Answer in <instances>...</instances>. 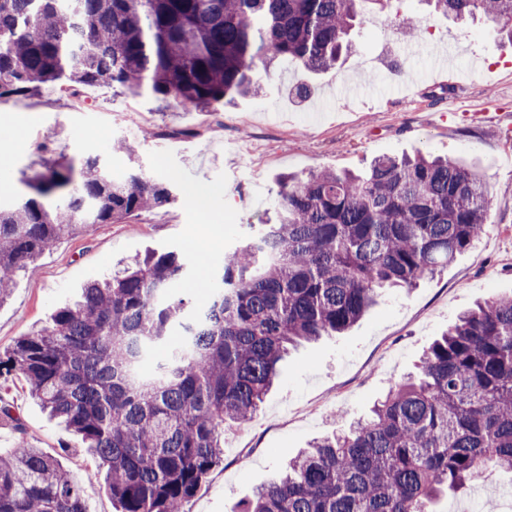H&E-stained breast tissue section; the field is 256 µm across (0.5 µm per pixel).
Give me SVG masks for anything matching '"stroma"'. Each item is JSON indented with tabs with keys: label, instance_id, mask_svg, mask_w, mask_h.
I'll use <instances>...</instances> for the list:
<instances>
[{
	"label": "stroma",
	"instance_id": "stroma-1",
	"mask_svg": "<svg viewBox=\"0 0 512 512\" xmlns=\"http://www.w3.org/2000/svg\"><path fill=\"white\" fill-rule=\"evenodd\" d=\"M413 12V34L397 16ZM356 50L321 74L278 62L258 95L200 110L168 104L121 87L45 86L0 98V206L28 196V180L59 162L81 166L95 147L113 178L139 170L172 183L175 200L121 224H93L62 238L20 271L0 303V355L53 311L75 301L88 283L121 270L149 251H174L187 262L185 288L205 299L227 253L250 227L275 218L279 175L320 169L366 170L382 155L423 153L476 163L490 188L491 216L475 245L416 287L390 289L351 331L292 350L277 384L248 422L224 427V459L189 499L185 512H230L269 482L304 448L366 415L392 383L412 372L425 349L456 319L490 295L512 294V43L477 18L464 23L432 13L423 0H392L369 11ZM420 45L416 55L405 43ZM454 42L468 79L451 86L429 77L431 52ZM308 96H295L299 83ZM340 84L360 97H336ZM202 207H195L194 197ZM221 224L212 235L207 223ZM0 456L25 440L60 460L83 483L89 512H116L103 478L80 439L50 419L29 394L21 372L0 369ZM512 512V472L486 470L477 487L441 498L438 512H483L484 499Z\"/></svg>",
	"mask_w": 512,
	"mask_h": 512
}]
</instances>
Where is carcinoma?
<instances>
[{"label":"carcinoma","instance_id":"carcinoma-1","mask_svg":"<svg viewBox=\"0 0 512 512\" xmlns=\"http://www.w3.org/2000/svg\"><path fill=\"white\" fill-rule=\"evenodd\" d=\"M391 0H0V97L42 84L120 85L181 106L258 94L291 59L321 73L352 49L366 5ZM495 23L512 42V0H426ZM0 207V303L18 271L59 239L171 203L141 172L113 179L88 149ZM278 222L228 254L208 303L176 285L175 252H152L88 284L6 360L86 445L119 512H183L224 458V423L261 407L288 347L352 328L380 291L413 288L474 246L487 181L451 158L379 157L362 174L277 180ZM166 352L151 374L152 350ZM512 472V296L461 314L365 421L312 443L232 512H436L486 469ZM0 512H87L85 488L23 443L0 456Z\"/></svg>","mask_w":512,"mask_h":512}]
</instances>
